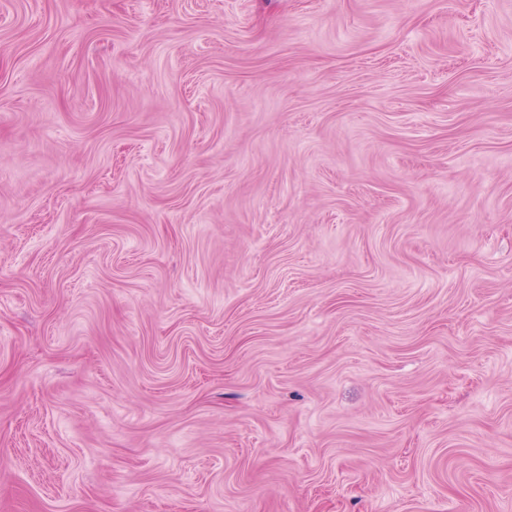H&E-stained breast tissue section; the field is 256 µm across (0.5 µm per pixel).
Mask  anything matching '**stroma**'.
I'll use <instances>...</instances> for the list:
<instances>
[{
    "label": "stroma",
    "instance_id": "obj_1",
    "mask_svg": "<svg viewBox=\"0 0 512 512\" xmlns=\"http://www.w3.org/2000/svg\"><path fill=\"white\" fill-rule=\"evenodd\" d=\"M0 512H512V0H0Z\"/></svg>",
    "mask_w": 512,
    "mask_h": 512
}]
</instances>
